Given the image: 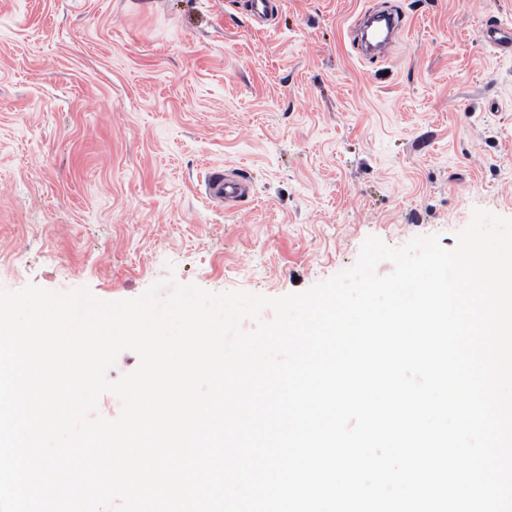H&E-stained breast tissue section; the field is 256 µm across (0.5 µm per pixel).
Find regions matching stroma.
I'll return each instance as SVG.
<instances>
[{
    "instance_id": "stroma-1",
    "label": "stroma",
    "mask_w": 512,
    "mask_h": 512,
    "mask_svg": "<svg viewBox=\"0 0 512 512\" xmlns=\"http://www.w3.org/2000/svg\"><path fill=\"white\" fill-rule=\"evenodd\" d=\"M0 0V289L98 299L171 277L302 292L370 236L457 245L474 209L512 217V0ZM401 10L385 60L351 45ZM252 184L211 203V171ZM481 38L499 53H512V27L501 22H486L481 30Z\"/></svg>"
}]
</instances>
